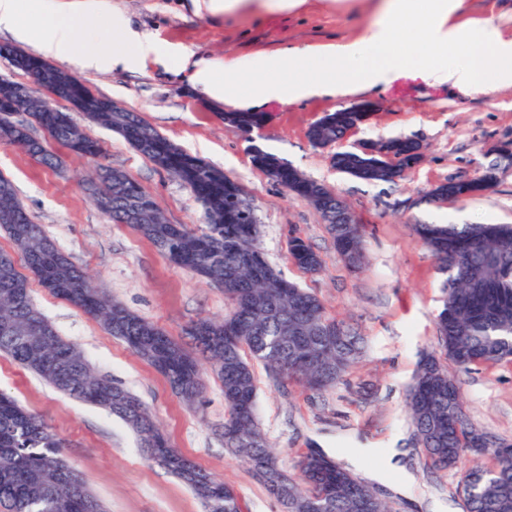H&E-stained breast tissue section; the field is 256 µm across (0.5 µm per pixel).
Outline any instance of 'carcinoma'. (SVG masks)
I'll return each mask as SVG.
<instances>
[{"instance_id": "obj_1", "label": "carcinoma", "mask_w": 512, "mask_h": 512, "mask_svg": "<svg viewBox=\"0 0 512 512\" xmlns=\"http://www.w3.org/2000/svg\"><path fill=\"white\" fill-rule=\"evenodd\" d=\"M0 57L24 73L36 72L56 96L68 101L94 124L120 135L154 166L202 195L207 224L191 229L171 224L155 199L125 172L100 166L102 187L93 191L97 208L114 224H127L149 240L170 263L187 269L224 290V319H201L187 332L192 350L175 342L161 328L120 307L92 279L75 266L34 223L19 200L11 180L0 176V229L12 250L0 249V352L55 389L120 417L141 437L148 456L189 485L204 502L205 512H241L234 489L202 470L169 444L141 401L129 391L97 375L77 346L58 333L35 307L28 278L16 267L20 255L28 270L48 293L66 300L102 321L110 335L124 341L143 360L164 374L177 394L201 397L204 378L199 360L211 364L224 390V447L253 470L261 464L284 476L266 435L257 423L256 384L248 362L253 357L288 383L301 382L315 392L335 387L356 365L362 338L346 323L331 317L313 293L288 281L268 262L259 245L260 225L241 218L226 205L227 197L243 191L223 170L189 154L161 134L137 112H114L112 100L93 93L68 72L25 50L3 44ZM18 87L0 79V143L18 146L43 165L55 168L58 157L33 138L29 125L13 119L10 109ZM32 123L52 140L91 159L101 156L99 143L86 135L72 114L35 99ZM237 127L261 124L260 112H229ZM360 112H331L310 127L314 143L331 145L352 125ZM391 148L408 165L419 149L410 139L394 138ZM252 162L274 182L286 181L307 200L327 226L343 256H363L361 225L336 223L339 203L324 185L261 148H253ZM333 166L364 182H390L394 175L371 157L349 151L333 155ZM489 174L467 182H447L434 194L441 197L480 196L493 189ZM414 234L436 260L444 275L445 298L437 326L446 357L464 369L512 363V224H414ZM289 251L304 271H318L319 255L301 236L289 241ZM339 325L343 340L324 343L323 330ZM19 329L40 331L38 342L15 339ZM459 387L438 358L431 355L419 366L410 385L407 408L417 447L441 470L454 467L472 452L468 418L455 419L449 394ZM62 442L44 419L7 394L0 393V505L8 512H105L82 477L63 458ZM482 455L492 466L476 465L462 474L470 480L467 512H512V458L502 456L490 442ZM329 459L311 453L288 476L289 512H364L365 497L373 499L369 512H390L367 483Z\"/></svg>"}]
</instances>
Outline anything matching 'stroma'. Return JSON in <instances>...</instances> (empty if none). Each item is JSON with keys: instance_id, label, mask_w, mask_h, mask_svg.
Listing matches in <instances>:
<instances>
[{"instance_id": "obj_1", "label": "stroma", "mask_w": 512, "mask_h": 512, "mask_svg": "<svg viewBox=\"0 0 512 512\" xmlns=\"http://www.w3.org/2000/svg\"><path fill=\"white\" fill-rule=\"evenodd\" d=\"M136 32L167 48L134 67L86 71L79 78L94 93L141 116L188 152L235 178L260 219V245L272 265L314 292L328 313L353 326L366 342L360 362L337 387L316 393L281 384L254 362L258 422L274 445L281 469L295 473L307 454L319 452L374 486L391 512H465L457 486L478 461L463 457L456 468L434 469L415 448L406 391L424 355L440 352L436 317L443 300L442 275L412 232L416 224H512V88L466 95L448 86L399 77L347 98H309L264 106L263 126L253 132L228 124L223 106L197 96L179 53L192 60H251L289 46L324 49L359 40L372 21L370 0H303L290 12L214 16L193 0H105ZM375 106L368 120L343 140L315 145L309 128L325 113L360 101ZM75 120L103 146L100 163L124 171L150 195L173 224L206 222L203 208L181 182L136 152L123 138ZM393 137L415 141L418 164L392 182L366 183L333 167L334 153L362 141ZM259 145L325 185L364 227V267L351 271L316 210L258 170L251 145ZM58 168L43 167L24 150L0 143V175L12 180L35 223L113 300L161 327L181 344L185 329L201 318L223 317L221 289L162 257L132 228L115 224L94 205L89 183L96 163L57 147ZM489 173L491 192L431 201L448 181ZM299 233L322 260L317 274L298 268L289 237ZM36 307L60 335L76 343L94 371L135 394L171 446L201 468L222 476L238 494L242 512H283L281 504L224 446V393L206 374L199 403L183 401L166 377L122 340L69 302L33 286ZM464 408L478 430L512 443V364L463 371L447 363ZM0 390L44 418L63 442L64 458L86 480L106 512H204L202 501L143 450L138 436L107 411L69 398L0 354ZM398 468L387 471L391 449ZM364 452L361 464L352 457Z\"/></svg>"}]
</instances>
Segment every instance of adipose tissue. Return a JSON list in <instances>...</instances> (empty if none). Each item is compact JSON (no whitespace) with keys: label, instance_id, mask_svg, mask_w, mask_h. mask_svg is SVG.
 I'll use <instances>...</instances> for the list:
<instances>
[{"label":"adipose tissue","instance_id":"ef3b65f1","mask_svg":"<svg viewBox=\"0 0 512 512\" xmlns=\"http://www.w3.org/2000/svg\"><path fill=\"white\" fill-rule=\"evenodd\" d=\"M463 0H375V21L356 42L320 51L293 46L248 62L223 60L193 64V88L206 99L252 112L271 99L293 102L312 97H346L414 74L432 85L449 84L474 94L512 87V35L493 21H456ZM38 23H29V9ZM419 18L416 30L402 34L400 22ZM32 43L40 55L68 61L81 71L103 70L144 61L155 51L153 40L132 32L126 23L93 0H0V26ZM81 51H74L75 36ZM429 59L414 65L416 48ZM317 68H310V61ZM224 71L235 81L221 80Z\"/></svg>","mask_w":512,"mask_h":512}]
</instances>
